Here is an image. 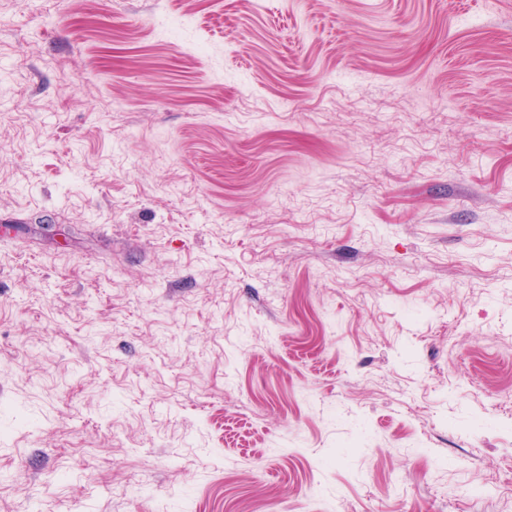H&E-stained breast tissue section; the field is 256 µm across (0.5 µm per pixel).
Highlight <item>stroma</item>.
<instances>
[{
    "mask_svg": "<svg viewBox=\"0 0 512 512\" xmlns=\"http://www.w3.org/2000/svg\"><path fill=\"white\" fill-rule=\"evenodd\" d=\"M2 224L0 512H512V0H0Z\"/></svg>",
    "mask_w": 512,
    "mask_h": 512,
    "instance_id": "1",
    "label": "stroma"
}]
</instances>
